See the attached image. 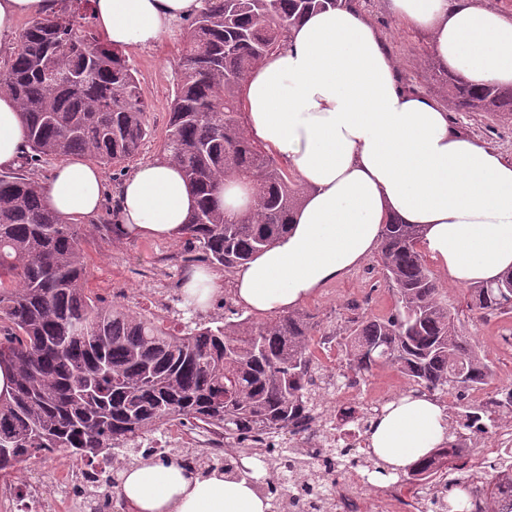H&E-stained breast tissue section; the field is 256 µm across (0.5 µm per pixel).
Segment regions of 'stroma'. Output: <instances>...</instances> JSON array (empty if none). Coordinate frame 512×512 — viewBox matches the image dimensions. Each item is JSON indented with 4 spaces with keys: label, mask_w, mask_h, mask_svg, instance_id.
I'll use <instances>...</instances> for the list:
<instances>
[{
    "label": "stroma",
    "mask_w": 512,
    "mask_h": 512,
    "mask_svg": "<svg viewBox=\"0 0 512 512\" xmlns=\"http://www.w3.org/2000/svg\"><path fill=\"white\" fill-rule=\"evenodd\" d=\"M360 11L373 23L384 39L402 85L420 84L422 93L435 95L432 81L426 80L433 54L429 35L402 23L393 13L390 0H360ZM186 24L178 26L153 48L128 52L148 102L151 130L137 156L118 167L106 170L113 185H120L137 162L163 153L170 101L176 83ZM449 123L456 132L477 138L512 161V115L490 118L481 114L453 112ZM110 208H103L96 220L81 221L86 233L85 250L89 286L100 300L118 302L146 315L160 318L165 325L182 327L178 303L173 302L189 269L184 263V240H143L120 238L106 232L111 223ZM378 255L368 256L342 278L329 283L319 294L302 304V311L316 316L330 339L318 357L327 372L338 374L346 360L342 338L348 320L356 314L383 315L393 304L378 266ZM443 295L454 307L469 335L494 371V387L512 385V318H479L469 310V289L441 279ZM410 383L391 365L375 367L354 388L352 404L365 409L370 397L398 398L408 394Z\"/></svg>",
    "instance_id": "1"
}]
</instances>
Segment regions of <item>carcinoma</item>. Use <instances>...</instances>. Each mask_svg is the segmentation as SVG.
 Listing matches in <instances>:
<instances>
[{"instance_id":"1","label":"carcinoma","mask_w":512,"mask_h":512,"mask_svg":"<svg viewBox=\"0 0 512 512\" xmlns=\"http://www.w3.org/2000/svg\"><path fill=\"white\" fill-rule=\"evenodd\" d=\"M343 0H203L189 22L180 71L168 113L163 150L197 196L184 228L191 256L231 273L271 246L288 229L303 188L244 128L242 87L249 73L282 44L284 34L308 12ZM90 0L69 13L33 20L15 38L0 69V94L19 104L29 151L20 169L0 173V365L11 367V392L0 394V473L28 460L87 463L122 450L130 463L140 441L173 420L225 433L239 448L249 434H298L315 397L320 369L315 336L319 322L307 312L256 320L230 308L220 317L193 321L174 331L158 319L90 296L85 239L80 227L44 204L37 165L82 154L108 169L138 155L150 135L148 103L137 72L122 50L88 38L79 19ZM441 91L455 112L512 114V88L473 87L443 72ZM226 180L252 190L251 204L229 223L215 192ZM422 228L393 222L380 240L381 274L394 305L384 316L353 318L343 337L346 368L363 375L388 363L413 386L453 398L457 422L476 426L469 443L451 425L446 441L414 468L398 475L404 485L430 484L432 512H451L453 487L469 490L493 512H512L503 485L512 465L499 461L487 479L448 469L445 448L467 457L475 442L489 440L500 421L512 418V387L499 390L494 410L471 416L465 394L493 381L489 364L442 298L419 244ZM480 317L512 313V273L471 289ZM293 448L257 451L258 488L278 508L288 499ZM205 474H238L236 455L170 453Z\"/></svg>"}]
</instances>
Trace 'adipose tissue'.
I'll return each instance as SVG.
<instances>
[{"instance_id":"adipose-tissue-1","label":"adipose tissue","mask_w":512,"mask_h":512,"mask_svg":"<svg viewBox=\"0 0 512 512\" xmlns=\"http://www.w3.org/2000/svg\"><path fill=\"white\" fill-rule=\"evenodd\" d=\"M64 0H0V44L24 18L59 14ZM202 0H91L103 38L130 51L155 46ZM394 14L429 33L434 55L469 84L512 86V16L486 0H391ZM249 137L277 155L304 193L286 234L240 266L233 292L257 313L288 312L373 252L391 222L423 228L421 249L457 285L512 272V161L454 132L433 98L406 91L378 31L354 6L310 12L243 86ZM25 149L19 109L0 95V169ZM115 199L124 237L176 240L197 205L182 172L164 159L140 163L119 188L75 156L45 187L65 220L90 219ZM439 402L407 395L369 434L387 469L405 472L442 444ZM129 512H268L248 479L198 478L174 461L124 473Z\"/></svg>"}]
</instances>
